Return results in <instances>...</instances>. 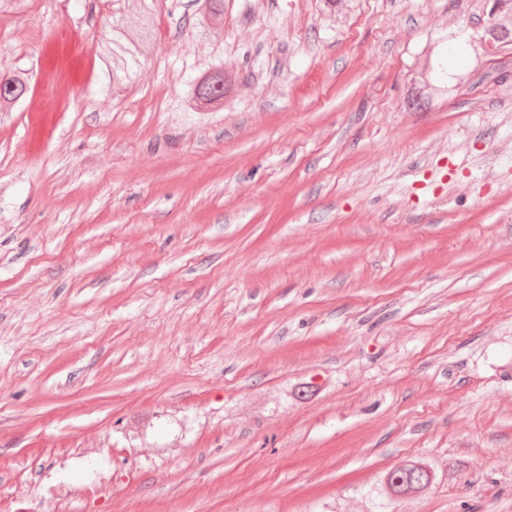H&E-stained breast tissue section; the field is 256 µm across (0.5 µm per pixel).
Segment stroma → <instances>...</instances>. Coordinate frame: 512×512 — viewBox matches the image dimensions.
<instances>
[{"mask_svg": "<svg viewBox=\"0 0 512 512\" xmlns=\"http://www.w3.org/2000/svg\"><path fill=\"white\" fill-rule=\"evenodd\" d=\"M139 2L0 0V512H362L427 458L390 512H512V45L406 104L431 39L512 11L155 0L115 90ZM142 2V9L137 14H132L126 21L112 28V38L103 56L107 77L112 85L131 82L140 67L136 39H139L138 35L147 38L152 33L155 0ZM231 91L232 87L227 83L221 65L216 66L204 72L189 87L184 96V106L193 112L200 111L203 107H218L224 103V97ZM29 78L25 72L13 71L0 74V112H11L12 108L26 95ZM429 459L410 460L381 474L375 483L360 490L367 512H388L395 498L415 499L429 492L438 477Z\"/></svg>", "mask_w": 512, "mask_h": 512, "instance_id": "stroma-1", "label": "stroma"}]
</instances>
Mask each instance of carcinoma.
<instances>
[{
  "mask_svg": "<svg viewBox=\"0 0 512 512\" xmlns=\"http://www.w3.org/2000/svg\"><path fill=\"white\" fill-rule=\"evenodd\" d=\"M155 0H143L142 9L112 28V38L106 46L103 62L109 83L120 85L132 81L141 61L136 37H148L154 25ZM205 9L198 19L206 27L224 17V0H204ZM29 78L22 71L0 74V112H9L26 95ZM448 90L440 70L432 66L417 72L409 87L407 102L421 106L438 93ZM232 87L223 69H208L190 86L184 96L186 109L197 112L202 108L218 107L224 103ZM438 477L437 465L429 459L410 460L381 474L375 483L360 490L367 512H388L396 498L415 499L429 492Z\"/></svg>",
  "mask_w": 512,
  "mask_h": 512,
  "instance_id": "1",
  "label": "carcinoma"
}]
</instances>
